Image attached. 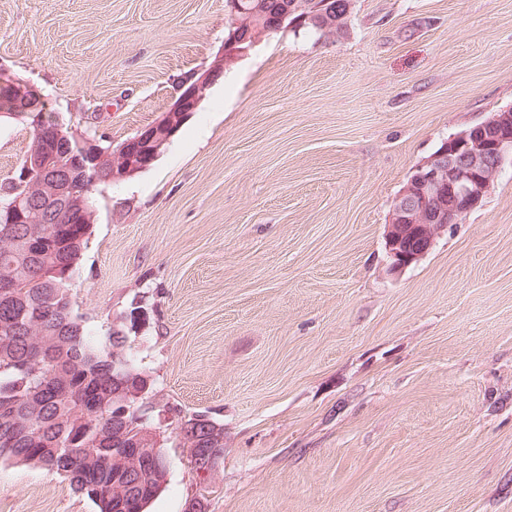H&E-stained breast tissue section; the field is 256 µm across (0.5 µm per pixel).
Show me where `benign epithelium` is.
Returning a JSON list of instances; mask_svg holds the SVG:
<instances>
[{
	"mask_svg": "<svg viewBox=\"0 0 512 512\" xmlns=\"http://www.w3.org/2000/svg\"><path fill=\"white\" fill-rule=\"evenodd\" d=\"M231 7L237 17L229 46L218 51L209 65L183 77L174 101L164 113L111 154L100 152L97 138L78 136L58 115L49 114L37 87L0 68V113L17 119L31 118L30 126L36 134L24 163L6 181L12 186L9 193L14 200L0 221L34 224L45 209V202L69 193V185H61L58 179L57 157L45 145L49 137L66 141L75 136L78 152L70 164L81 175L79 183L84 191L92 190L86 184L89 172L104 161L111 166L114 180L134 168H148L174 135L175 115L196 111L207 91L224 75V69L247 56L263 40L266 31L253 23V12L245 10L237 0L231 2ZM508 160H512V113L494 112L488 119L448 137L439 152L418 163L395 197L385 226L392 274L398 275L421 260L448 225L478 208ZM414 236L422 239V245L409 251L405 243ZM156 453L158 449L151 447V440L143 439L140 447L112 456V463L118 470L130 468L141 460L156 459Z\"/></svg>",
	"mask_w": 512,
	"mask_h": 512,
	"instance_id": "benign-epithelium-1",
	"label": "benign epithelium"
}]
</instances>
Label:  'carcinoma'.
Returning a JSON list of instances; mask_svg holds the SVG:
<instances>
[{
    "label": "carcinoma",
    "instance_id": "1",
    "mask_svg": "<svg viewBox=\"0 0 512 512\" xmlns=\"http://www.w3.org/2000/svg\"><path fill=\"white\" fill-rule=\"evenodd\" d=\"M258 2L256 22L270 34L306 31L325 40L346 36L347 22L333 30L328 22L353 6V0H329L325 14L296 27L288 15L294 0ZM89 229L0 223V461L55 471L99 512H123L116 492L145 506L162 492L168 471L143 463L117 474L108 463L112 453L135 447L142 430L161 423L142 410L149 376L131 362L112 368V355L126 353L124 331L102 340L89 336L73 300L72 277ZM189 441L216 460L224 455V428L200 413L177 418L159 454ZM90 448L107 463L89 465Z\"/></svg>",
    "mask_w": 512,
    "mask_h": 512
}]
</instances>
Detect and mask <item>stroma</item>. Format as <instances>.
Returning a JSON list of instances; mask_svg holds the SVG:
<instances>
[{"mask_svg": "<svg viewBox=\"0 0 512 512\" xmlns=\"http://www.w3.org/2000/svg\"><path fill=\"white\" fill-rule=\"evenodd\" d=\"M224 16L0 0V67L117 144L209 64ZM510 107L512 0H355L344 38L270 36L149 169L95 192L86 330L123 329L156 406L224 427L208 476L168 449L147 512H512V161L400 275L384 240L414 167ZM30 144L0 124V182ZM0 512L97 507L0 462Z\"/></svg>", "mask_w": 512, "mask_h": 512, "instance_id": "35a3bbf8", "label": "stroma"}]
</instances>
